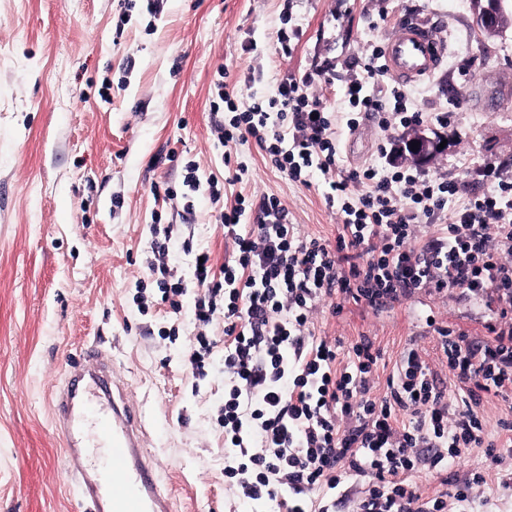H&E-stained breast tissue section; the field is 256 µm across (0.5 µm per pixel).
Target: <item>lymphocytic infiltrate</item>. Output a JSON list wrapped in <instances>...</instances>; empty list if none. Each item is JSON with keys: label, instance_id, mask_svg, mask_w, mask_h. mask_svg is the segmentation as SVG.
I'll return each instance as SVG.
<instances>
[{"label": "lymphocytic infiltrate", "instance_id": "f902f5d3", "mask_svg": "<svg viewBox=\"0 0 512 512\" xmlns=\"http://www.w3.org/2000/svg\"><path fill=\"white\" fill-rule=\"evenodd\" d=\"M383 50L373 46L348 84L351 107L383 129L430 122L448 127L452 112L416 108L405 87L383 86ZM311 75L289 77L275 96L237 107L224 80L216 98L233 112L218 125L224 143L255 141L289 181L308 185L312 170L331 178L329 205L344 216L329 242L300 232L274 195L264 196L251 225L241 222L243 197L217 215L235 256L221 269L203 263L192 284L172 281L166 246L154 242L148 266L161 303L179 310L188 286L196 324L224 314V478L243 503L281 512H336V491L350 477L366 483L357 512H448L472 502L486 471L422 497L414 477L442 474L471 449L495 457L512 440V421L489 428L484 406L512 391V180L466 193L445 178L413 168L381 172L340 164L332 121L309 91ZM450 223H441L444 212ZM358 262L348 263L349 253ZM426 288L458 289L494 307L487 336L440 329L447 377L408 349L383 395L372 393L377 356L360 338L339 356V341L316 335L314 314L335 294L380 310ZM466 390L457 406L444 379Z\"/></svg>", "mask_w": 512, "mask_h": 512}]
</instances>
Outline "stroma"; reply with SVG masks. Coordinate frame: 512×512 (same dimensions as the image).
Masks as SVG:
<instances>
[{
	"mask_svg": "<svg viewBox=\"0 0 512 512\" xmlns=\"http://www.w3.org/2000/svg\"><path fill=\"white\" fill-rule=\"evenodd\" d=\"M476 0H0V512H88L65 467L53 400L73 363L95 351L143 415L144 453L171 498V512H232L224 484V315L206 333L215 346L203 376L189 363L198 327L193 295L180 312L161 305L147 278L156 226L170 227L166 260L189 279L198 253L214 267L233 255L216 214L224 200L275 195L301 233L335 240L327 178L288 181L255 142L225 149L228 118L213 105L226 72L243 106L274 95L282 80L311 74L327 112L345 113L346 86L368 45L385 44L416 19L444 55L412 83L418 109L458 101L451 127L422 126L445 146L424 171L485 190L512 179V27L485 38ZM296 30L290 52L277 41ZM406 128L338 124L345 165L374 162L381 139ZM232 152L249 174L226 178ZM196 165L198 192L183 186ZM218 178L220 199L207 181ZM484 336L486 303L451 290L416 291L382 316L347 300L322 301L315 333L351 345L367 336L378 354L374 393L385 391L403 352L418 346L441 369L436 327ZM480 499L452 512H512V447Z\"/></svg>",
	"mask_w": 512,
	"mask_h": 512,
	"instance_id": "35a3bbf8",
	"label": "stroma"
}]
</instances>
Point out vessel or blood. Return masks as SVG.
<instances>
[{
  "mask_svg": "<svg viewBox=\"0 0 512 512\" xmlns=\"http://www.w3.org/2000/svg\"><path fill=\"white\" fill-rule=\"evenodd\" d=\"M387 75L399 83L430 76L442 63V53L430 27L402 23L383 47ZM105 382L90 365L71 374L66 388L54 398V413L66 441V470L93 512H170L169 499L140 451L141 417L125 400L108 404L101 393ZM95 424L97 442L105 450L102 471H89L81 446L84 420Z\"/></svg>",
  "mask_w": 512,
  "mask_h": 512,
  "instance_id": "obj_1",
  "label": "vessel or blood"
}]
</instances>
